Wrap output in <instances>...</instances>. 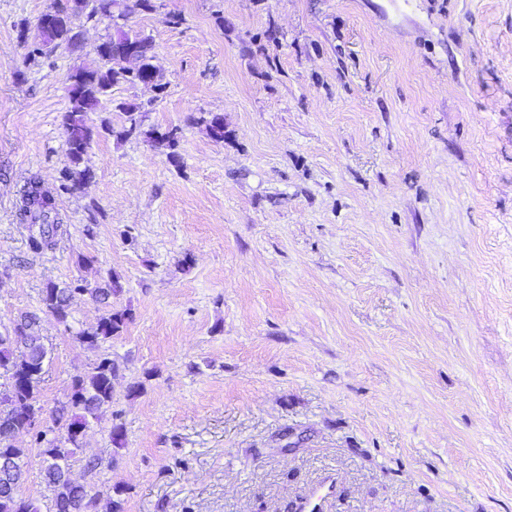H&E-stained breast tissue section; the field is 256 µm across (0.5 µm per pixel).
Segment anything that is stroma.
Listing matches in <instances>:
<instances>
[{"mask_svg": "<svg viewBox=\"0 0 512 512\" xmlns=\"http://www.w3.org/2000/svg\"><path fill=\"white\" fill-rule=\"evenodd\" d=\"M66 2L0 0V322L47 283L119 277L133 319L100 349L70 338L89 296L42 318L45 410L100 354L120 366L125 443L104 414L72 479L125 487L126 512H290L328 478L325 512H512V0H154L128 23L178 158L102 135L74 194L66 79L113 25L77 16L82 50L38 67L18 39ZM150 96L114 87L90 118ZM32 177L67 226L41 255ZM18 443L23 496L54 512Z\"/></svg>", "mask_w": 512, "mask_h": 512, "instance_id": "obj_1", "label": "stroma"}]
</instances>
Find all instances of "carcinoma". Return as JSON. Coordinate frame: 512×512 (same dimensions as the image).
<instances>
[{
	"mask_svg": "<svg viewBox=\"0 0 512 512\" xmlns=\"http://www.w3.org/2000/svg\"><path fill=\"white\" fill-rule=\"evenodd\" d=\"M63 22L43 30L41 39L28 42L26 31H20V40L28 45L26 61L31 66L41 65L49 52L64 47L76 51L81 47L80 33L74 30L71 17L84 14L93 18L84 5V0H68V5L55 10ZM107 56L96 69L76 67L69 73L80 88L76 97H69L66 112L62 115V126L67 136L68 165L61 173V189L67 193L78 192L91 171L86 166V156L94 137L103 133L118 140L143 137L152 146L176 159L175 149L179 142V131L169 128L163 132L145 128L147 112L136 104H121L124 122L119 127L101 122L95 126L89 114L99 109L103 98L112 87L132 84L127 76L125 51L134 47L139 69L149 75L159 89L165 93L167 83L154 65L152 40L132 29H117L105 40ZM197 121L206 124L211 137L224 141L227 136L224 115L202 113ZM19 221L27 226L40 224L43 230L29 232L28 248L34 254L52 250L67 229L59 221L53 200L43 194L36 181L31 180L21 190ZM119 278L108 275L105 286L90 288L82 279H76L64 287L50 282L41 293L42 311L52 315L57 322L68 325L72 318L73 299L84 293L91 294L99 303H108L112 295L121 292ZM132 319L128 309H110L101 315L96 326L80 330L71 339L87 349H97L112 338L121 335ZM12 329L22 336V342L14 344L0 340V371L13 380V386L0 396V512H40L35 499L20 493L24 477L25 460L29 449L16 444L14 431H26L33 419L43 412L38 399L43 380L47 355L45 337L41 334V317L36 312H22L10 320ZM119 365L108 356L98 359L90 370L74 378L66 394V401L50 414V419L64 429L66 436L48 440L40 433L31 434L32 442L39 449L44 463V481L52 494L56 512H83L86 486L70 476V462L87 448L86 430L99 421L103 412L113 403V379Z\"/></svg>",
	"mask_w": 512,
	"mask_h": 512,
	"instance_id": "cac0c4a2",
	"label": "carcinoma"
}]
</instances>
